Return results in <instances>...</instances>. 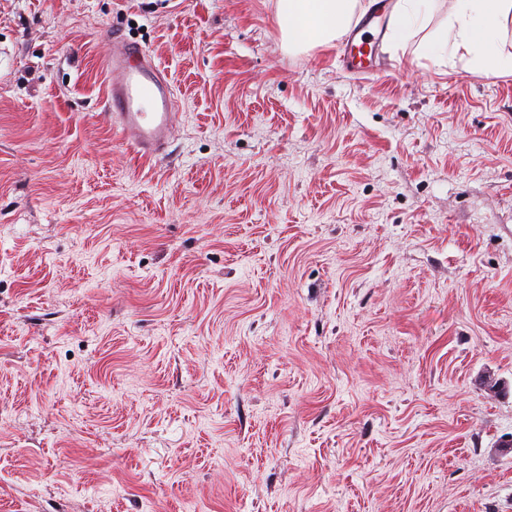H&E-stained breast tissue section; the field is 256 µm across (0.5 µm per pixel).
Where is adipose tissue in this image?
<instances>
[{"instance_id": "obj_1", "label": "adipose tissue", "mask_w": 512, "mask_h": 512, "mask_svg": "<svg viewBox=\"0 0 512 512\" xmlns=\"http://www.w3.org/2000/svg\"><path fill=\"white\" fill-rule=\"evenodd\" d=\"M359 0H277V22L289 44L328 46L351 25ZM512 23V0H448L434 46L468 58L483 71L512 73V53L500 47Z\"/></svg>"}]
</instances>
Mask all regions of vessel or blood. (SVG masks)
<instances>
[{"mask_svg":"<svg viewBox=\"0 0 512 512\" xmlns=\"http://www.w3.org/2000/svg\"><path fill=\"white\" fill-rule=\"evenodd\" d=\"M385 28L353 32L344 48L347 68L375 61ZM101 59L106 74L105 115L125 149L142 158L164 156L177 118L178 100L166 70L139 43L112 36Z\"/></svg>","mask_w":512,"mask_h":512,"instance_id":"1","label":"vessel or blood"}]
</instances>
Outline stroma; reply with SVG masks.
Listing matches in <instances>:
<instances>
[{
    "mask_svg": "<svg viewBox=\"0 0 512 512\" xmlns=\"http://www.w3.org/2000/svg\"><path fill=\"white\" fill-rule=\"evenodd\" d=\"M276 5L0 0V512H512V73L448 0L372 76ZM512 23V0H448V16L437 31L434 47L461 53L482 71L512 73V53L500 48L501 35ZM101 59L107 90L104 110L125 149L141 158L165 155L178 116L166 70L139 43L108 36ZM134 62V64L132 63Z\"/></svg>",
    "mask_w": 512,
    "mask_h": 512,
    "instance_id": "stroma-1",
    "label": "stroma"
}]
</instances>
